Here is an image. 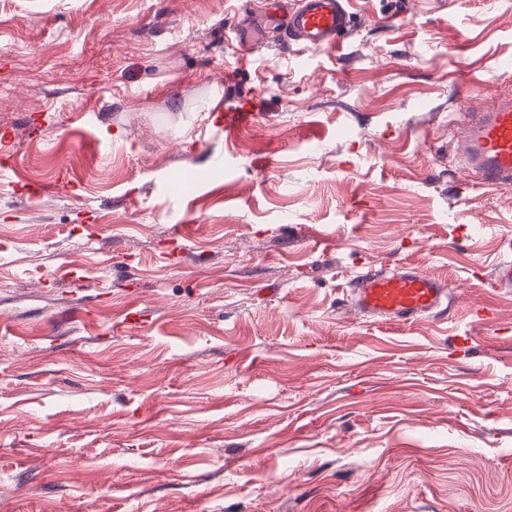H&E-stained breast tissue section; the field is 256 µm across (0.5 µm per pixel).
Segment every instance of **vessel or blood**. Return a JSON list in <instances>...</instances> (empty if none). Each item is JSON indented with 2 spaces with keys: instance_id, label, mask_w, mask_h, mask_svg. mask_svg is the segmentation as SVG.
I'll list each match as a JSON object with an SVG mask.
<instances>
[{
  "instance_id": "1",
  "label": "vessel or blood",
  "mask_w": 512,
  "mask_h": 512,
  "mask_svg": "<svg viewBox=\"0 0 512 512\" xmlns=\"http://www.w3.org/2000/svg\"><path fill=\"white\" fill-rule=\"evenodd\" d=\"M353 0H254L250 14L233 25L239 64H246L261 38L297 46L305 52L332 51L352 19ZM249 104L219 115L226 131L250 126ZM462 163L489 190L512 187V100L468 116ZM350 304L363 316L391 325H408L453 305L446 279L404 262L391 270L359 268L352 277Z\"/></svg>"
}]
</instances>
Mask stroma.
<instances>
[{
    "mask_svg": "<svg viewBox=\"0 0 512 512\" xmlns=\"http://www.w3.org/2000/svg\"><path fill=\"white\" fill-rule=\"evenodd\" d=\"M248 2L0 0V512H512V188L457 163L512 0H357L237 70ZM405 261L452 309L347 305ZM256 116L251 106L244 101L238 107L228 110L224 108V114L221 113L216 122L224 123V130L228 132H237L243 128L250 126Z\"/></svg>",
    "mask_w": 512,
    "mask_h": 512,
    "instance_id": "obj_1",
    "label": "stroma"
}]
</instances>
